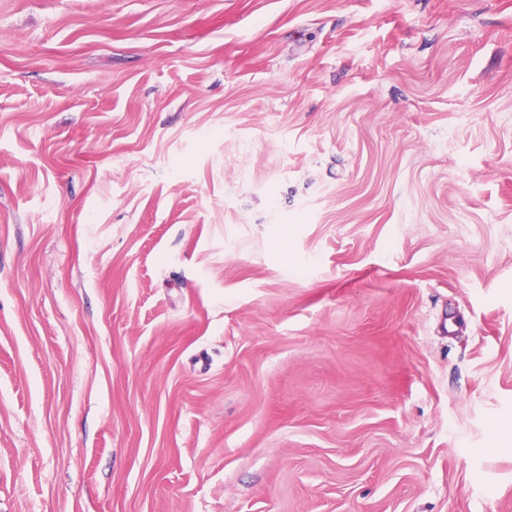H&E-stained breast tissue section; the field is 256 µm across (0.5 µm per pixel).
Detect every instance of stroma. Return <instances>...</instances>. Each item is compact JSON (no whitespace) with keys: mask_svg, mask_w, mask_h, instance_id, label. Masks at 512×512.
Masks as SVG:
<instances>
[{"mask_svg":"<svg viewBox=\"0 0 512 512\" xmlns=\"http://www.w3.org/2000/svg\"><path fill=\"white\" fill-rule=\"evenodd\" d=\"M0 512H512V0H0Z\"/></svg>","mask_w":512,"mask_h":512,"instance_id":"stroma-1","label":"stroma"}]
</instances>
